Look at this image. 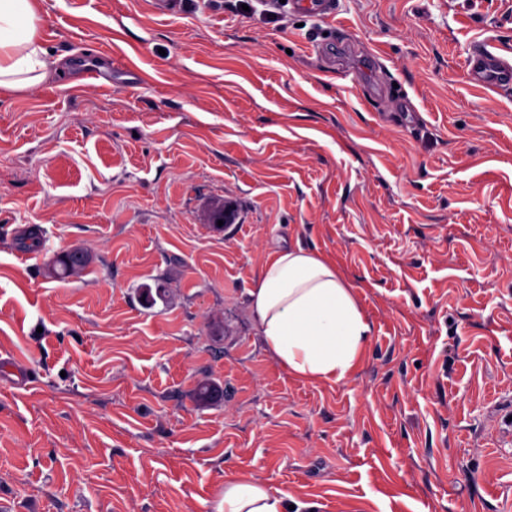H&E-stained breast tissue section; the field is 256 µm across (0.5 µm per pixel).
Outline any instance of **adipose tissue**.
<instances>
[{
  "label": "adipose tissue",
  "instance_id": "ef3b65f1",
  "mask_svg": "<svg viewBox=\"0 0 512 512\" xmlns=\"http://www.w3.org/2000/svg\"><path fill=\"white\" fill-rule=\"evenodd\" d=\"M38 13V0H0V93L35 86L58 70L61 59L44 48ZM248 295L267 350L304 381H344L373 331L331 260L298 244L276 252ZM223 503V512L304 508L290 494L238 476L225 478Z\"/></svg>",
  "mask_w": 512,
  "mask_h": 512
}]
</instances>
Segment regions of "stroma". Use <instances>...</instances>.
<instances>
[{
  "mask_svg": "<svg viewBox=\"0 0 512 512\" xmlns=\"http://www.w3.org/2000/svg\"><path fill=\"white\" fill-rule=\"evenodd\" d=\"M168 3L40 0L66 68L0 94V512H220L230 475L316 512H512V85L465 65L512 44V0ZM296 242L373 325L338 383L249 307ZM333 0H286L288 10L308 13L314 16H331L335 10L331 8ZM88 261L84 252L66 251L53 261L50 273L57 279H65L82 269Z\"/></svg>",
  "mask_w": 512,
  "mask_h": 512,
  "instance_id": "1",
  "label": "stroma"
}]
</instances>
